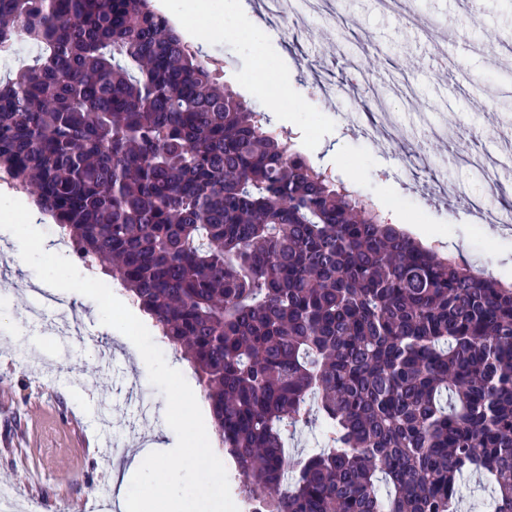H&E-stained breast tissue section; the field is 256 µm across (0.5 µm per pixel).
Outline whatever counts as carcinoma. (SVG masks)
I'll return each mask as SVG.
<instances>
[{"label": "carcinoma", "mask_w": 512, "mask_h": 512, "mask_svg": "<svg viewBox=\"0 0 512 512\" xmlns=\"http://www.w3.org/2000/svg\"><path fill=\"white\" fill-rule=\"evenodd\" d=\"M20 32L0 168L191 363L246 512H458L469 476L512 512V286L382 223L151 0H0ZM35 50L31 47L23 34L17 36L14 49L8 59L2 63L0 60V79L12 78L26 65L32 64ZM321 439L322 428L319 423H313L309 428L288 439V448L292 456L309 454L321 448Z\"/></svg>", "instance_id": "cac0c4a2"}]
</instances>
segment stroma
<instances>
[{
    "mask_svg": "<svg viewBox=\"0 0 512 512\" xmlns=\"http://www.w3.org/2000/svg\"><path fill=\"white\" fill-rule=\"evenodd\" d=\"M428 28L410 23V16ZM185 41L321 168L374 205L394 208L425 246L512 284V229L479 223L459 196H491L512 213V0H318L304 15L268 16L261 0H217ZM387 115L375 139L365 117ZM0 230V485L27 487L11 512H121L130 464L176 444L166 400L133 343L102 325L94 300L61 292L64 311L36 318L50 292L17 262Z\"/></svg>",
    "mask_w": 512,
    "mask_h": 512,
    "instance_id": "stroma-1",
    "label": "stroma"
}]
</instances>
